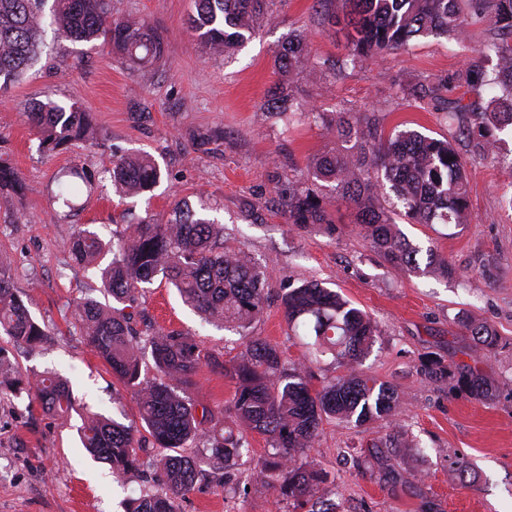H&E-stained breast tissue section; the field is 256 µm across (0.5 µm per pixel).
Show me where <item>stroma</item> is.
Masks as SVG:
<instances>
[{"instance_id": "obj_1", "label": "stroma", "mask_w": 512, "mask_h": 512, "mask_svg": "<svg viewBox=\"0 0 512 512\" xmlns=\"http://www.w3.org/2000/svg\"><path fill=\"white\" fill-rule=\"evenodd\" d=\"M338 0H273L263 26L234 52L211 55L188 28L192 0H112L116 18L136 16L164 34L168 61L148 76L127 66L110 46L47 40L40 62L24 81L0 95V162L18 172L26 191L0 193V260L16 293L51 333L45 350L31 355L0 335V359L12 368L66 377L90 411L112 412L120 385L110 367L86 344L75 309L84 298L102 299L100 273L74 264L70 244L78 230L104 236L151 216L166 221L180 201L206 206L224 225L229 246L243 247L270 272L263 317L253 335L279 343L289 362L302 349L287 339L281 295L286 285L319 281L338 291L378 323L380 334L364 371L395 386L398 413L360 428L323 423L306 458L328 475L336 512H512V130L494 131L499 162L459 148L467 160L466 224H411L406 237L455 265L454 277L403 275L375 252L355 224V211L332 208L335 232L288 224L282 199L310 159L332 152L335 138L309 116L342 109L379 111L383 132L414 129L441 139L445 113L410 92L439 83L468 67L494 73L495 56L479 54L489 33L473 22L464 41L432 36L406 51L358 66L345 64V33L325 24ZM308 37L311 66L302 67L289 91L297 112L264 109L281 81L275 51L294 34ZM49 101L78 104L98 124L96 140L47 152L27 122L28 106ZM147 151L164 179L134 198L115 195L103 171L113 157ZM83 167L95 183L68 219L51 216L57 172ZM133 322L146 320L188 332L217 362L204 367L191 392L194 401L220 411L235 391L221 361L239 351L233 332L203 324L175 289L158 279L138 300ZM488 323L499 342L489 351L475 342L462 319ZM445 364H477L490 399L460 390L456 377L437 383L417 373L427 357ZM81 420L55 419L34 398L0 394V512H124L140 481L113 480L106 465L82 448ZM395 436L398 448L379 442ZM470 470L460 473L457 462ZM182 512H289L278 491L248 485L226 499L222 488L191 493Z\"/></svg>"}]
</instances>
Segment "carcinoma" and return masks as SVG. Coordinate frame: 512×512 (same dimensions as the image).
Listing matches in <instances>:
<instances>
[{
  "label": "carcinoma",
  "mask_w": 512,
  "mask_h": 512,
  "mask_svg": "<svg viewBox=\"0 0 512 512\" xmlns=\"http://www.w3.org/2000/svg\"><path fill=\"white\" fill-rule=\"evenodd\" d=\"M111 0H0V91L22 81L39 60L47 28L56 38L70 42L104 39L134 68L149 72L165 63L161 31L138 19L112 20ZM269 0H193L191 31L222 55L230 47L253 38L261 27ZM343 15L325 16L327 23L346 31L347 60L353 65L384 53L406 50L420 37L461 40L468 35L467 16L481 18L491 32L479 53L498 61L494 76L470 69L463 86L485 91L492 109L469 115L464 96L446 102L439 88L425 96L448 113L449 126L467 135L474 152L498 158L488 129L512 127V0H342ZM305 35L296 34L288 48L276 52L274 65L282 76L293 78L304 55ZM325 132L341 142L336 152L311 159L300 178L288 189L284 215L297 229L331 223L329 207L336 201L354 207L357 224L371 247L396 269L408 274H455L445 259L428 257L420 264V247L402 233L381 200L391 194L400 214L414 224H461L469 210L466 159L454 135L426 137L412 129L378 133L376 112H338L329 118L311 112ZM30 125L49 150L96 134L93 115L76 104L55 102L32 105ZM110 180L115 192L137 196L152 192L162 181L160 165L149 154L128 153L112 161ZM71 176L82 185L65 187L59 198L68 208L92 184L79 172ZM336 194L321 192L323 184ZM0 190H24L18 174L0 164ZM112 261L103 272V289L118 306L88 298L79 306V317L92 350L111 368L124 390L135 397L138 421L127 424L123 400L112 398L115 416L92 413L78 432L87 451L109 465L118 481L153 466L141 495L125 512H181V502L200 487L207 473L184 454L193 445L213 466L224 490L236 492L241 484L262 482L278 489L293 512H336V504L320 492L327 475L302 461L313 446L320 425L327 420L362 427L389 419L399 408L397 389L359 368L360 361L379 336L375 321L336 291L318 283L287 287L282 306L288 329L304 348V364L290 368L285 351L249 333L265 311L267 268L253 261L241 248L224 241V225L201 216L191 205L178 203L163 224L143 218L112 236ZM106 248L99 235L88 229L73 238L70 253L81 267L90 265ZM161 277L178 291L182 301L211 322L235 331L242 350L224 362V376L235 382V394L223 412H214L188 396L211 356L193 337L181 330L150 325L138 332L131 316L119 305L135 302ZM470 335L487 351L497 337L485 323L462 321ZM0 329L17 345L36 350L49 340L46 328L32 316L14 292L8 269L0 264ZM331 365L343 373L315 388L312 367ZM458 386L477 398L489 396L481 370L468 364L451 370L437 358H428L418 369L420 377L436 382L449 372ZM35 392L42 410L67 418L76 410L69 384L53 374L7 372L0 379V393ZM266 437L274 453L249 475L234 473L233 464L251 451L252 434ZM170 450L155 462L145 459L147 439Z\"/></svg>",
  "instance_id": "cac0c4a2"
}]
</instances>
